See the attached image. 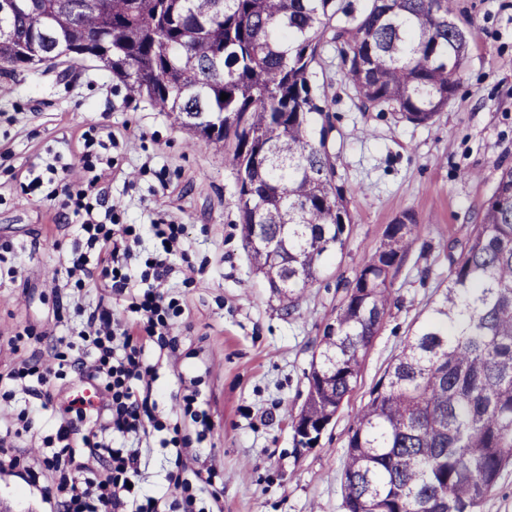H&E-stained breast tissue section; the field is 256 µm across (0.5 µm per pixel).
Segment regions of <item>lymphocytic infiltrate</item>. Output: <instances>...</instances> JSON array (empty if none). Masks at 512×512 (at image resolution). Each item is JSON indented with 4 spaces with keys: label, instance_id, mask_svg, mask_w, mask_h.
I'll return each instance as SVG.
<instances>
[{
    "label": "lymphocytic infiltrate",
    "instance_id": "lymphocytic-infiltrate-1",
    "mask_svg": "<svg viewBox=\"0 0 512 512\" xmlns=\"http://www.w3.org/2000/svg\"><path fill=\"white\" fill-rule=\"evenodd\" d=\"M107 147L102 136L83 135L79 153L88 174L84 182L71 185L65 170L50 163L28 187L45 190L50 199L61 193L66 196L64 206L79 236L63 269L66 282L79 291L87 281L100 279L123 298L128 320L120 325L114 322L111 309L76 305L78 315L85 318L83 327L76 340L56 343L54 367L31 355L32 345L41 336L26 326L7 340L13 349H25L26 357L0 372V403L13 402L25 392L37 396L44 411L52 404L54 381L68 372L77 373L79 381L95 384L100 391L99 404L91 413L99 427L80 435L75 421L57 422L43 438L45 453L38 465H29L18 455L9 456L8 463L26 469L32 480L50 478L59 512H162V498L138 494L132 484L140 473L139 440L165 430L175 450L169 481L181 498L182 512H198L204 496L217 494V472L210 467L196 470L193 479L183 477V456L191 439L179 424L156 415V375L145 351L150 344L162 350L177 347L171 334L174 304L160 287L171 272L170 255L182 247L183 227L149 225L161 249L145 260L140 275L130 274L140 235L134 225L114 223L115 209L105 203L103 178L113 165Z\"/></svg>",
    "mask_w": 512,
    "mask_h": 512
}]
</instances>
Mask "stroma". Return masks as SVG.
Masks as SVG:
<instances>
[{
	"label": "stroma",
	"instance_id": "1",
	"mask_svg": "<svg viewBox=\"0 0 512 512\" xmlns=\"http://www.w3.org/2000/svg\"><path fill=\"white\" fill-rule=\"evenodd\" d=\"M455 20L475 27L460 84L432 123L414 125L392 113L363 111L355 96L343 43L325 41L311 83L332 125L328 149L352 217L342 258L285 312L255 274L243 247L236 174L221 146H187L172 114L133 100L98 62L69 71L35 65L0 75V244L25 251L18 278L0 277V337L30 325L43 333L41 350L71 338L80 318L67 302L60 273L75 243L60 201L24 192L28 167L53 155L79 180L82 133L111 128L116 164L106 181L124 224L156 219L184 227L186 259H174L164 292L178 301L172 334L176 354L152 348L154 398L171 410L180 377L195 378L211 422L180 423L202 433L200 453H186L187 470L218 471L210 512H345L342 474L347 432L369 399L412 323L448 282L458 256L502 167L512 166V0H455ZM421 226L400 264L394 300L365 358L358 385L323 431L318 445L297 447L290 417L308 392L312 356L336 315L343 284L372 256L404 213ZM161 434L142 454L141 487L166 491L174 467ZM0 512H55L48 481L30 482L0 465Z\"/></svg>",
	"mask_w": 512,
	"mask_h": 512
}]
</instances>
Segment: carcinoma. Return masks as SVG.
Segmentation results:
<instances>
[{"label": "carcinoma", "instance_id": "1", "mask_svg": "<svg viewBox=\"0 0 512 512\" xmlns=\"http://www.w3.org/2000/svg\"><path fill=\"white\" fill-rule=\"evenodd\" d=\"M337 0H13L0 10V74L95 59L197 140L224 144L237 173L242 232L255 272L287 312L344 247L351 224L326 143L313 129L310 70L326 38L365 111L428 124L448 107L477 31L454 0H370L351 27ZM228 98L221 99V94ZM224 134L211 136L216 126ZM387 229L354 279L291 424L330 420L357 386L418 233L410 214ZM512 463V168L503 170L448 285L392 359L350 425L346 512H478Z\"/></svg>", "mask_w": 512, "mask_h": 512}]
</instances>
